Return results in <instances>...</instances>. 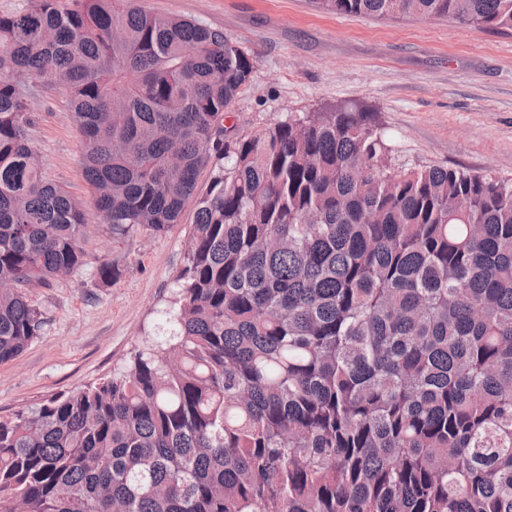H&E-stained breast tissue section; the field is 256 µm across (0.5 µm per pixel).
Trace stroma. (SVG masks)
<instances>
[{"label": "stroma", "instance_id": "1", "mask_svg": "<svg viewBox=\"0 0 512 512\" xmlns=\"http://www.w3.org/2000/svg\"><path fill=\"white\" fill-rule=\"evenodd\" d=\"M148 12L223 30L256 60L225 126L256 134L345 101L366 104L392 163L512 178V33L437 19H375L320 11L314 0H138ZM31 137L47 178L85 210L86 264L30 288L48 325L0 365V415L123 370L144 341L170 334L168 311L191 215L159 236L112 234L80 164L81 137L64 95L34 84ZM117 270L102 283L96 268Z\"/></svg>", "mask_w": 512, "mask_h": 512}]
</instances>
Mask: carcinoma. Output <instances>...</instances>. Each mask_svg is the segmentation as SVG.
Masks as SVG:
<instances>
[{
  "label": "carcinoma",
  "instance_id": "obj_1",
  "mask_svg": "<svg viewBox=\"0 0 512 512\" xmlns=\"http://www.w3.org/2000/svg\"><path fill=\"white\" fill-rule=\"evenodd\" d=\"M0 14V364L85 266L29 138L46 72L114 234L193 210L172 336L0 416V512H512V179L396 168L356 102L227 140L255 59L136 0ZM512 32V0H315ZM210 169L206 186L200 172Z\"/></svg>",
  "mask_w": 512,
  "mask_h": 512
}]
</instances>
